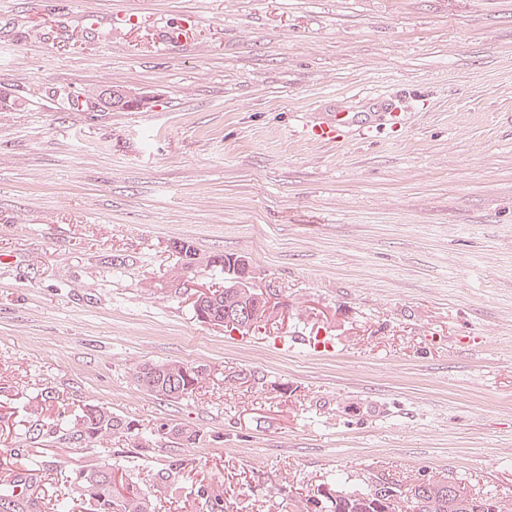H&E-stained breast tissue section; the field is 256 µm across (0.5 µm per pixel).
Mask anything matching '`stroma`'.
I'll list each match as a JSON object with an SVG mask.
<instances>
[{
  "mask_svg": "<svg viewBox=\"0 0 512 512\" xmlns=\"http://www.w3.org/2000/svg\"><path fill=\"white\" fill-rule=\"evenodd\" d=\"M106 83L151 101L74 109ZM0 90V473L120 450L147 487L184 423L156 512H203L211 480L224 512H292L381 473L512 508V0H0ZM377 94L396 126L308 137ZM181 241L245 256L282 315L198 320L162 289ZM162 361L205 366L196 394L141 388ZM45 389L137 437L25 442ZM198 500L206 512H224V488L219 482L199 483L189 491Z\"/></svg>",
  "mask_w": 512,
  "mask_h": 512,
  "instance_id": "stroma-1",
  "label": "stroma"
}]
</instances>
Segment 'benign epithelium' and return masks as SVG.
Masks as SVG:
<instances>
[{"label":"benign epithelium","mask_w":512,"mask_h":512,"mask_svg":"<svg viewBox=\"0 0 512 512\" xmlns=\"http://www.w3.org/2000/svg\"><path fill=\"white\" fill-rule=\"evenodd\" d=\"M83 99L95 112L127 110L134 107H142L149 103L147 96L122 85H99L87 91ZM204 263L199 255L184 257V261L177 271L169 277L168 288L180 290L190 286L191 275ZM224 311L237 314V327L241 332H249L277 317L276 306L271 302V296L262 292L253 284V280L247 279L238 273L235 264L224 267ZM214 287L202 286L195 289L192 294V303L197 307L199 319L207 324H220V316L203 309V301L212 296Z\"/></svg>","instance_id":"obj_1"}]
</instances>
